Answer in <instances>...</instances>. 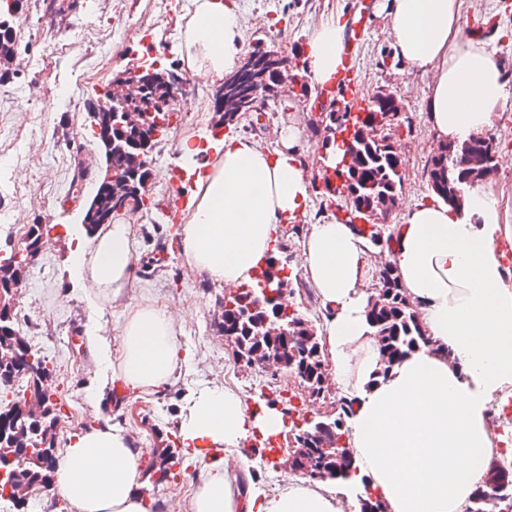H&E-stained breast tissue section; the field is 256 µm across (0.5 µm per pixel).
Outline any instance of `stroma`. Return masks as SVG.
<instances>
[{"label":"stroma","mask_w":512,"mask_h":512,"mask_svg":"<svg viewBox=\"0 0 512 512\" xmlns=\"http://www.w3.org/2000/svg\"><path fill=\"white\" fill-rule=\"evenodd\" d=\"M157 10L155 0H25V13L44 18L50 38L29 41L24 28L16 30V52L10 65L12 78L0 85V155H21L11 184L0 189V209L12 210L23 225L43 224L49 230L45 249L29 264L22 284L19 308L30 317L25 336L42 337L40 352L54 375L56 397L61 407L56 427L57 448H65L70 435L110 418L122 423L153 460L171 440L178 437L180 413L186 397L203 389H230L246 405L262 402L275 391H286L280 377L271 372L240 365L215 327L220 302L229 287L211 281L189 265L182 253L180 226L166 215V203L174 192L190 196L194 181L168 183L166 174L182 166L179 145L183 140L203 141L223 137L225 129L214 110V82L188 70L183 58V31L190 0H166ZM381 0H240L245 24V42H278L284 51H305L312 31L329 15L343 20L365 19V32L356 43L355 90L368 94L380 86L392 89L403 103L412 128L401 131L398 142L405 171L401 206L388 218L402 223L405 210L432 199L426 168L438 141L425 114V96L430 75L414 72L399 59L392 45L387 20L380 11ZM467 33L483 40L494 58L512 75V0H463ZM133 29L122 46L99 62L94 71L86 65L99 43L110 40L114 29ZM65 54H57L56 45ZM153 54L166 68H176L188 80L186 111L197 113L190 127H172L153 153L151 185L157 186L154 207L131 226L137 257L131 284L103 309H91L87 290L73 276L74 248L84 230L80 213L95 190L103 164L98 141L91 133L89 112L73 111L55 101L51 85L55 79L79 83L78 97L87 100L103 90L112 76L124 70L132 58ZM260 123L242 119L237 134L264 148L280 146L282 129L295 125L301 131L300 148L309 177H319L323 163L322 133L317 132L315 101L294 104L289 114L266 104ZM501 139L498 172L492 190L512 209V101L500 110L492 128ZM50 135L57 150L44 155L42 135ZM311 205L294 224L279 225L274 255L285 261L291 274L302 273L303 242L312 224L333 218L334 203L326 201L321 189H312ZM158 307L180 303L174 318L179 344L188 360L179 366L163 390L138 392L127 388L116 364L121 353V328L127 314L143 302ZM102 325L110 342L109 360H99L89 348L85 334L91 325ZM100 387L98 405L87 399L89 388ZM250 464L240 470L242 483L276 492L290 483L292 474L267 466L260 448L242 441ZM198 469L181 462L174 482L159 486L154 500L158 512H171L173 501L189 507L197 488Z\"/></svg>","instance_id":"obj_1"}]
</instances>
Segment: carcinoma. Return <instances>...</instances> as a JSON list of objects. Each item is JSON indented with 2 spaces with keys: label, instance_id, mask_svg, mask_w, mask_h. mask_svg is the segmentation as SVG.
Here are the masks:
<instances>
[{
  "label": "carcinoma",
  "instance_id": "carcinoma-1",
  "mask_svg": "<svg viewBox=\"0 0 512 512\" xmlns=\"http://www.w3.org/2000/svg\"><path fill=\"white\" fill-rule=\"evenodd\" d=\"M13 4H6L0 12V82L10 78L7 64L15 54V39L9 19L14 17ZM276 56L263 60L260 68L252 76V84L267 93L268 99H275L278 93L276 84L277 66L293 64L296 59L280 53V47L273 44L266 48ZM156 80L147 87L142 98L133 103H126L122 110L135 112L141 117V128L147 132L154 126L153 106L158 101L170 102L176 84L171 77L176 74L173 69H156ZM120 75H115L106 85L103 93L104 103L92 107V111H104L108 105L120 103ZM336 110L332 109L322 117L324 123L323 146H329L341 140L346 145V154L356 160L358 178L351 183L343 184L334 192L340 198L338 210L344 212L345 220L354 222L366 220L367 229L361 233L368 240H373L376 230L375 223L368 213L358 209V201H372V211L382 213L381 204H395L403 197L405 174L401 154L395 148V140L399 136V126L379 128L377 134L370 136L362 131L359 116L345 110L350 119L338 124L333 121ZM170 127L160 130V135L143 155L139 150L124 142H116L112 151V186L126 184L130 176L138 174L137 180L131 182L127 194L132 196L131 202L139 208L154 206L145 203L146 184L151 173L152 154L156 144L169 133ZM491 145L477 144L469 140L454 145L453 153H448V143H440L431 157L427 177L432 192L450 206H458L463 200L462 193L470 188L486 183L485 171L497 168L499 141L493 135H487ZM46 233L43 224L29 226L27 240L18 247L21 256L12 252L0 258V382L10 381L16 377L24 383L22 394L6 405L0 403V433L14 430L28 435L29 451L24 455L25 464L14 471L10 488L0 486V501H6L23 512L28 506L32 495L39 492L48 494L54 485L53 473L56 462L54 446L55 429L60 418V408L56 403L44 396L43 387L52 383V370L47 361L38 351L32 349L26 336L19 327L15 313L17 287L25 280L28 268L27 255L24 251L31 248ZM282 263L273 260L266 264L252 285H241L224 295L221 301L222 312L218 315L215 326L224 336L235 339L239 353L247 355L261 348L268 349L282 346L287 336H312L314 325L300 309L286 318L280 336L269 338L259 333L251 314L245 313L249 304L259 302L260 293L265 284L276 280L290 287L289 277L284 273ZM375 301L369 304L367 313L369 325L374 329L376 344L380 353L383 369L389 370L406 354L429 346L423 340L422 328L416 306L408 304L409 297L400 283L397 269H392L378 280L373 288ZM316 343H311L307 354L308 368L312 380L299 381L314 390H322L320 367L325 359L315 355ZM33 396L43 403L42 413L38 417L31 416L22 407L27 396ZM352 413V402L345 397L334 401V431L328 435V441L335 442L348 438L349 429L346 419ZM175 451L164 448L157 459L151 461L144 475L149 477L152 489L174 480ZM488 481L496 484L499 505L512 504V464L495 465L489 470Z\"/></svg>",
  "mask_w": 512,
  "mask_h": 512
}]
</instances>
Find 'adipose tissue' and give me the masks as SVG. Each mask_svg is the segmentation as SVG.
I'll return each mask as SVG.
<instances>
[{
	"mask_svg": "<svg viewBox=\"0 0 512 512\" xmlns=\"http://www.w3.org/2000/svg\"><path fill=\"white\" fill-rule=\"evenodd\" d=\"M397 55L414 71L432 73L427 122L436 138L462 143L488 131L512 99L508 81L484 42L465 35L463 0H387ZM345 27L320 23L307 41L311 80L324 84L341 62ZM188 67L211 79L232 72L245 51L237 0H191L183 34ZM291 126L267 151L229 137L180 145L183 158L211 154L195 180L182 225L187 261L210 280L250 281L270 252L277 225L304 214L311 182ZM512 227L494 191H467L461 207L432 199L408 209L392 248L403 288L426 333L448 354L423 348L382 372L367 321L369 245L353 225H312L303 268L324 310L322 341L344 397L353 402L348 446L355 472L336 487L297 481L274 494L240 497L224 466L226 450L253 433L285 430L280 411L249 413L229 389L188 397L179 434L185 456L201 465L190 512H339L374 493L386 512H466L497 456L488 405L512 396V266L497 251ZM131 226L99 227L77 247L74 275L96 304L121 295L132 279ZM121 375L133 390L156 392L179 359L173 323L152 304L138 307L121 329ZM141 449L117 423L75 433L57 457L54 484L72 512H147L137 494Z\"/></svg>",
	"mask_w": 512,
	"mask_h": 512,
	"instance_id": "obj_1",
	"label": "adipose tissue"
}]
</instances>
